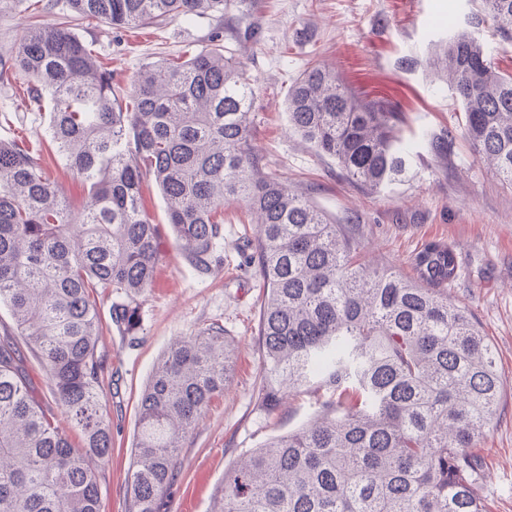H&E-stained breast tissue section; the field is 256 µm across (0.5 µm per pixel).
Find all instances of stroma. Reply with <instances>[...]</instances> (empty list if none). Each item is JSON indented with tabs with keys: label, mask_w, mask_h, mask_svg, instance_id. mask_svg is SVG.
Wrapping results in <instances>:
<instances>
[{
	"label": "stroma",
	"mask_w": 512,
	"mask_h": 512,
	"mask_svg": "<svg viewBox=\"0 0 512 512\" xmlns=\"http://www.w3.org/2000/svg\"><path fill=\"white\" fill-rule=\"evenodd\" d=\"M469 30L495 50L499 69L512 72V42L483 20L473 0H232L223 18L173 19L147 29H116L75 18L72 31L91 43L112 81L130 88L142 64L190 57L222 34L231 55L256 80L253 145L267 172L303 193L334 224H349L362 257L413 276L410 259L425 243L452 248L459 275L450 298L492 341L506 387L500 418L475 448L479 489L487 512H512V187L455 138L445 156L431 143L461 126L462 106L436 79L429 61L450 35ZM322 62L368 98L390 102L405 137L417 145L408 178L376 193L349 180L335 159L317 154L288 129V87ZM0 140L41 150L47 174L74 205L85 200L76 173L58 159L47 114L30 105L23 79L0 87ZM143 206L161 229L155 281L141 299L136 346L113 327L110 298H102L99 350L108 360L102 384L112 427V453L100 467V512H127L126 477L137 431L141 391L162 353L178 337L217 324L237 345L232 378L180 450L182 471L168 512H211L224 473L245 450L308 421L317 404L301 394L274 414L257 406L262 374L257 344L262 290L250 261L251 216L237 202L224 206V253L210 274H199L177 249L166 204L154 182Z\"/></svg>",
	"instance_id": "1"
}]
</instances>
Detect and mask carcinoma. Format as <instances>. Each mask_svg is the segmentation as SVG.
I'll return each instance as SVG.
<instances>
[{
	"instance_id": "1",
	"label": "carcinoma",
	"mask_w": 512,
	"mask_h": 512,
	"mask_svg": "<svg viewBox=\"0 0 512 512\" xmlns=\"http://www.w3.org/2000/svg\"><path fill=\"white\" fill-rule=\"evenodd\" d=\"M78 17L145 27L166 17L221 18L230 0H67ZM506 40L512 0H476ZM461 101V136L512 186V73L459 32L437 56ZM28 97L51 104L58 155L81 177L73 208L40 151L0 141V305L16 332L0 339V512H100L99 466L112 428L101 377L97 301L137 344L140 297L160 260L159 225L142 206L155 182L177 248L207 274L224 249V202L254 215L250 260L264 290L258 347L261 408L316 397L300 428L250 449L224 473L212 512H486L471 452L494 425L504 383L491 344L448 297L452 249L417 251L405 278L359 257L360 242L303 194L271 177L253 141L255 80L214 42L188 59L112 83L93 49L62 21L31 24L8 60ZM290 129L375 191L403 181L414 148L383 101H368L314 64L288 86ZM44 369L55 408L83 433L74 447L34 391L20 343ZM233 340L208 325L174 342L139 399L128 512H161L184 439L228 387Z\"/></svg>"
}]
</instances>
